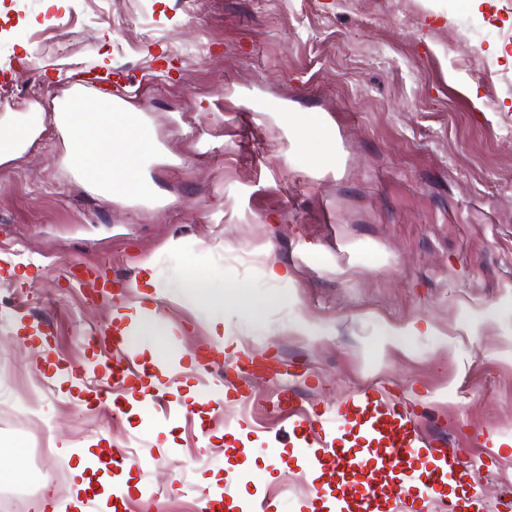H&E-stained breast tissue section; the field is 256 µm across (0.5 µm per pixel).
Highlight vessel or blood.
I'll return each mask as SVG.
<instances>
[{
  "mask_svg": "<svg viewBox=\"0 0 512 512\" xmlns=\"http://www.w3.org/2000/svg\"><path fill=\"white\" fill-rule=\"evenodd\" d=\"M132 357L129 342L113 337L105 377L135 394L150 420L156 414L149 391L154 371L131 372ZM269 410L291 422L296 470L310 480L301 505L312 512H487L482 481L489 461L443 439L424 440L414 407L386 388H366L325 409L279 385ZM109 453L110 495L117 504L130 494L119 475L131 458L118 444ZM251 480L250 473L239 472L221 486L200 491L199 512H222L230 504L238 512H278L267 495L237 493V485ZM137 495L139 512H159L161 487L146 482Z\"/></svg>",
  "mask_w": 512,
  "mask_h": 512,
  "instance_id": "vessel-or-blood-1",
  "label": "vessel or blood"
}]
</instances>
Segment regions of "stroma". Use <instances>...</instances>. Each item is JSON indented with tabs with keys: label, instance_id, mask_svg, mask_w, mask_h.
I'll list each match as a JSON object with an SVG mask.
<instances>
[{
	"label": "stroma",
	"instance_id": "obj_1",
	"mask_svg": "<svg viewBox=\"0 0 512 512\" xmlns=\"http://www.w3.org/2000/svg\"><path fill=\"white\" fill-rule=\"evenodd\" d=\"M463 40L482 41L498 76L457 66ZM10 70L0 131L35 133L0 156V390L34 418L0 408V447L37 454L29 495L0 512H39L47 493L78 512L72 471L110 440L143 461L130 488L205 490L238 467L260 476L253 492L282 485L296 512L306 485L277 418L263 420L273 468L247 431L225 432L237 406L197 407L190 374L152 386L193 406L189 423L148 433L134 399L117 417L87 401L83 372L112 354L87 347V330L158 304L163 335L136 361L165 351L190 370L215 342L213 296L224 354L255 356L259 397L282 375L322 406L383 385L419 405L423 435L496 456L488 505L512 497V50L460 26L448 0H0ZM118 70L139 90L112 105L136 113L150 146L106 195L80 179L60 110L67 76L99 97ZM41 82L53 96L31 99ZM305 115L319 124L303 133ZM326 153L330 166L313 165ZM103 260L131 300L71 282L73 265Z\"/></svg>",
	"mask_w": 512,
	"mask_h": 512
}]
</instances>
